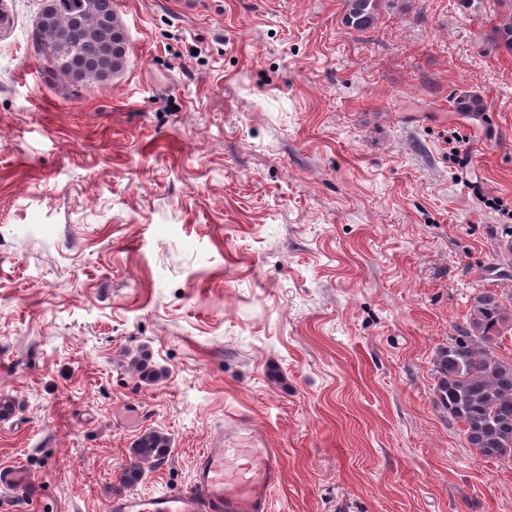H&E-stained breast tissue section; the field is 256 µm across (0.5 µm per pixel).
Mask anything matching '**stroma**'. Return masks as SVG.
I'll return each mask as SVG.
<instances>
[{
  "instance_id": "stroma-1",
  "label": "stroma",
  "mask_w": 512,
  "mask_h": 512,
  "mask_svg": "<svg viewBox=\"0 0 512 512\" xmlns=\"http://www.w3.org/2000/svg\"><path fill=\"white\" fill-rule=\"evenodd\" d=\"M43 4L0 0V468L35 478L0 503L106 512L156 429L142 495L227 437L280 449L272 512H512V459L433 375L501 286L512 0H385L363 31L344 0H116L123 67L76 94ZM171 449V440L165 434L159 431L142 434L133 445L131 462L122 472V484L130 487L139 483L145 472L144 465L152 468L162 464Z\"/></svg>"
}]
</instances>
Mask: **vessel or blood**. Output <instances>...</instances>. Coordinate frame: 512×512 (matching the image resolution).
I'll return each instance as SVG.
<instances>
[{"instance_id":"b4317fda","label":"vessel or blood","mask_w":512,"mask_h":512,"mask_svg":"<svg viewBox=\"0 0 512 512\" xmlns=\"http://www.w3.org/2000/svg\"><path fill=\"white\" fill-rule=\"evenodd\" d=\"M283 478L275 448H205L192 481L180 492L111 497L110 512H270Z\"/></svg>"}]
</instances>
